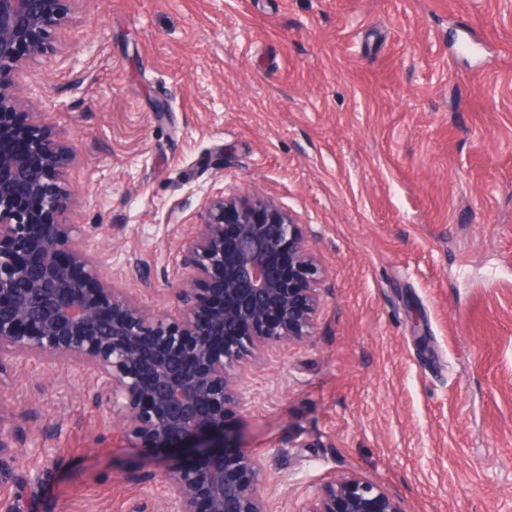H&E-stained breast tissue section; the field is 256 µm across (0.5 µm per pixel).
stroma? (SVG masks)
I'll return each mask as SVG.
<instances>
[{"mask_svg":"<svg viewBox=\"0 0 512 512\" xmlns=\"http://www.w3.org/2000/svg\"><path fill=\"white\" fill-rule=\"evenodd\" d=\"M14 80L76 149L83 248L156 311L208 197L304 224L314 335L249 368L233 420L271 512L346 469L406 512H512V0H65ZM0 395L49 450L0 512H166L164 454L76 365L15 359Z\"/></svg>","mask_w":512,"mask_h":512,"instance_id":"1","label":"stroma"}]
</instances>
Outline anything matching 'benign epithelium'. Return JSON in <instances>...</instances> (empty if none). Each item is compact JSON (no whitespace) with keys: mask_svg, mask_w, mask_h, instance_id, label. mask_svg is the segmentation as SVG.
Listing matches in <instances>:
<instances>
[{"mask_svg":"<svg viewBox=\"0 0 512 512\" xmlns=\"http://www.w3.org/2000/svg\"><path fill=\"white\" fill-rule=\"evenodd\" d=\"M64 0H0V383L17 357L78 365L130 442L182 448L161 479L167 512H268L262 459L237 449L228 414L247 407L248 367L312 336L323 271L303 225L270 199L206 200L182 247L178 315L145 307L105 276L67 223L60 186L70 147L16 112V46L45 48ZM25 442L0 398V486L17 481ZM302 512H405L377 483L346 471Z\"/></svg>","mask_w":512,"mask_h":512,"instance_id":"1","label":"benign epithelium"}]
</instances>
